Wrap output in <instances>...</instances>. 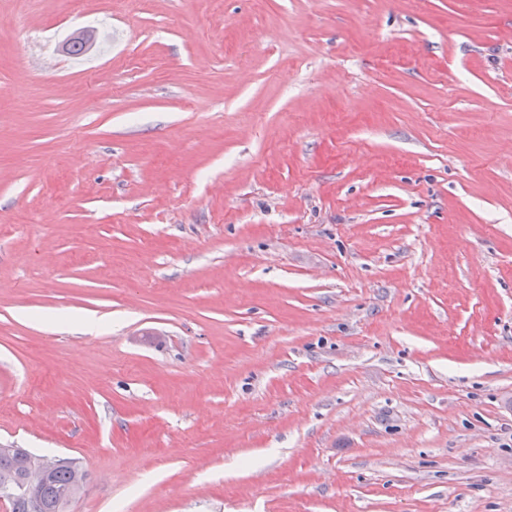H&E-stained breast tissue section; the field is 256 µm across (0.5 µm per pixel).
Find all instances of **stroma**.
<instances>
[{
  "mask_svg": "<svg viewBox=\"0 0 512 512\" xmlns=\"http://www.w3.org/2000/svg\"><path fill=\"white\" fill-rule=\"evenodd\" d=\"M0 444L68 512H512V0H0ZM76 462L70 457L62 456H36L30 459L26 474V485L34 496L42 484L56 470L65 465H74ZM73 480V472L68 468L59 469L42 487V512H65L64 503L59 500V491Z\"/></svg>",
  "mask_w": 512,
  "mask_h": 512,
  "instance_id": "stroma-1",
  "label": "stroma"
}]
</instances>
